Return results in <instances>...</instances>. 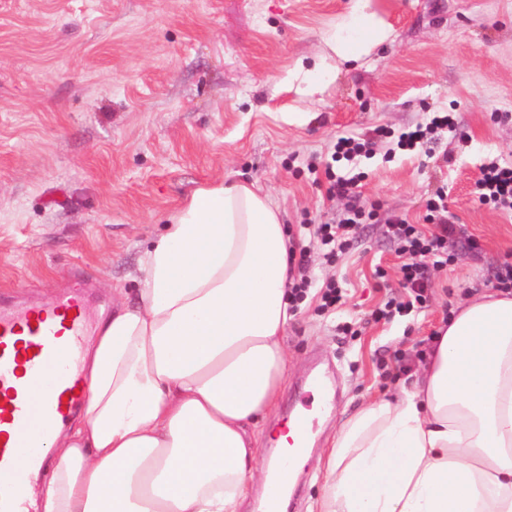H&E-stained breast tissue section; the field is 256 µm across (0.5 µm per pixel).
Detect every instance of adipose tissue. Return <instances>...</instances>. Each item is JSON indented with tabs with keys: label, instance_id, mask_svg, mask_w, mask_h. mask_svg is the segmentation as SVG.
Returning a JSON list of instances; mask_svg holds the SVG:
<instances>
[{
	"label": "adipose tissue",
	"instance_id": "1",
	"mask_svg": "<svg viewBox=\"0 0 512 512\" xmlns=\"http://www.w3.org/2000/svg\"><path fill=\"white\" fill-rule=\"evenodd\" d=\"M391 31L351 0L325 42L357 62ZM290 238L255 183L196 189L84 356L85 413L39 455L37 512H240L270 466L257 445L288 371ZM317 512H512V291L458 303L396 397L365 403L320 456Z\"/></svg>",
	"mask_w": 512,
	"mask_h": 512
}]
</instances>
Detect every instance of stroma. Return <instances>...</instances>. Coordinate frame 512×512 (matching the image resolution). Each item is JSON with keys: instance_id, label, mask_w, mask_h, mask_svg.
Here are the masks:
<instances>
[{"instance_id": "obj_1", "label": "stroma", "mask_w": 512, "mask_h": 512, "mask_svg": "<svg viewBox=\"0 0 512 512\" xmlns=\"http://www.w3.org/2000/svg\"><path fill=\"white\" fill-rule=\"evenodd\" d=\"M390 42L360 64L328 58L331 75L302 92L349 0H0V300L21 307L90 278L92 320L112 289L136 300L138 260L197 188L255 182L309 250L316 283L333 278L345 304L318 313L309 293L286 333L291 355L273 427L308 405L306 379L336 381L335 408L316 416L315 451L365 400L395 393L415 371L452 304L498 288L512 262V216L479 204L485 162L512 165V0H374ZM453 113L456 134L415 152L393 140L351 166L332 159L337 137L397 133ZM318 171L362 173L372 216L349 252L326 261L307 230L348 206ZM445 193L465 238L430 269L425 308L373 320L401 294L393 218L425 221ZM387 272L379 279L376 269ZM357 333L341 335L339 324Z\"/></svg>"}]
</instances>
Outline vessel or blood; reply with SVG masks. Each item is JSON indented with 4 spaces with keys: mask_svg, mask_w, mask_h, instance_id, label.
I'll use <instances>...</instances> for the list:
<instances>
[{
    "mask_svg": "<svg viewBox=\"0 0 512 512\" xmlns=\"http://www.w3.org/2000/svg\"><path fill=\"white\" fill-rule=\"evenodd\" d=\"M87 325L86 303L78 293L0 310V512H33L27 486L40 468L35 450L46 440L25 430L33 403L58 426L85 404L81 365ZM23 373L41 383L39 394L19 384ZM21 448L31 451L24 468L17 463Z\"/></svg>",
    "mask_w": 512,
    "mask_h": 512,
    "instance_id": "b4317fda",
    "label": "vessel or blood"
}]
</instances>
